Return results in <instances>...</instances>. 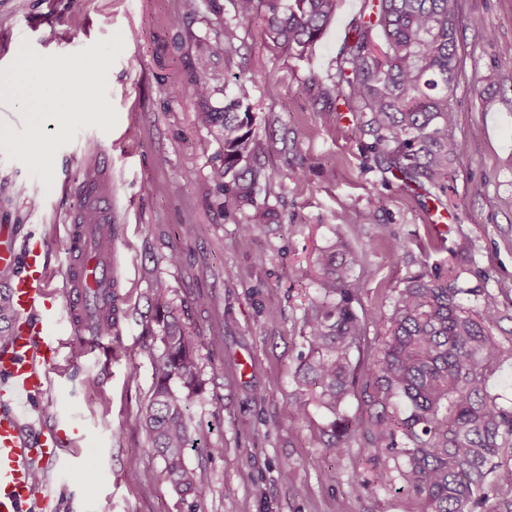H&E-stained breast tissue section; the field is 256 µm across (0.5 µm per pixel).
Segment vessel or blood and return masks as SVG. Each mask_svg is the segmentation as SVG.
<instances>
[{"label":"vessel or blood","instance_id":"b4317fda","mask_svg":"<svg viewBox=\"0 0 512 512\" xmlns=\"http://www.w3.org/2000/svg\"><path fill=\"white\" fill-rule=\"evenodd\" d=\"M67 237L69 263L59 290L51 285L44 232L31 231L19 247L0 239V269L14 272L8 292L15 314L10 337L0 344V512H53L50 477L65 461L71 439L43 424L31 403L49 389V369L62 344L60 309L68 311L73 336L100 345L85 300L91 295L108 300L118 285L111 259L96 249L95 226L70 224Z\"/></svg>","mask_w":512,"mask_h":512}]
</instances>
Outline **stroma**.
Listing matches in <instances>:
<instances>
[{
	"instance_id": "stroma-1",
	"label": "stroma",
	"mask_w": 512,
	"mask_h": 512,
	"mask_svg": "<svg viewBox=\"0 0 512 512\" xmlns=\"http://www.w3.org/2000/svg\"><path fill=\"white\" fill-rule=\"evenodd\" d=\"M461 65L452 105L454 137L465 153L455 164L456 195L436 234L433 203L368 157L353 107L333 90L336 61L367 0H339L336 16L305 56L275 49L263 17H237L233 0H0V69L22 43L44 55L76 52L121 35L108 75L118 113L110 132L79 129L56 156L52 188L0 150V231L23 239L39 227L51 240L55 282L66 269L65 226L78 209L87 153L112 169V254L120 278L119 324L111 351L65 343L50 368L51 387L34 400L47 424L79 428L74 464L55 473V512H416L402 459L373 457L367 438L343 454L318 429L331 417L312 409L289 419L299 388L302 317L316 297V259L343 240L354 250L359 288L354 308L368 337L385 321L405 281L458 263L462 288L478 287L512 303V0H455ZM482 18L486 30L474 29ZM237 37L199 66L196 44ZM221 76L210 98L220 107L233 76L253 80L251 107L258 160L272 178L253 204L224 211L209 179L222 157L215 135L197 125L191 95L201 72ZM332 110L336 120L324 124ZM483 184L482 194L470 191ZM382 203L354 235L350 210ZM270 209L248 244L237 227L254 207ZM405 249L391 258L387 244ZM178 262H171L172 251ZM171 310L197 336L203 391L187 411L189 467L205 469L204 499L180 497L161 474L143 416L163 352L158 309ZM154 472L146 480V472ZM334 472L335 482L324 481Z\"/></svg>"
}]
</instances>
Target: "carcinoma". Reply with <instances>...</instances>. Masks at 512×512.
Listing matches in <instances>:
<instances>
[{
    "label": "carcinoma",
    "mask_w": 512,
    "mask_h": 512,
    "mask_svg": "<svg viewBox=\"0 0 512 512\" xmlns=\"http://www.w3.org/2000/svg\"><path fill=\"white\" fill-rule=\"evenodd\" d=\"M267 7L263 33L275 47L303 56L336 16L338 0H263ZM380 28L385 50L372 45ZM454 0H373L368 20L360 22L336 66V99L354 103L362 113L360 134L372 136L367 153L379 166L416 191L434 189L443 203L452 179L451 164L465 152L451 129V105L460 60L456 43ZM236 37L224 26V40L199 42L201 56L220 55ZM213 77L202 73L192 93L206 100ZM253 81L238 76L234 94L220 110L198 112L197 124L219 132L222 162L210 179L223 196L226 211L253 201L256 188L271 174L254 160L255 116L250 98ZM256 209L238 225L241 239L255 225L271 221ZM339 242L324 251L318 269L320 297L305 308L302 348L295 375L313 398L299 395L288 416L305 421L310 405L330 415L322 433L326 447L340 454L363 433L374 455L386 453L404 461L406 490L419 512H512V405L490 391V379L512 367V332L495 336L512 318L497 296L482 288L457 287L459 274L422 273L398 289L391 316L380 325L382 342L367 338L366 320L353 303V259ZM470 294L475 306L463 304ZM13 309L0 289L1 324L12 322ZM163 353L156 364L155 385L144 427L152 450L163 463L171 487L196 498L206 496L209 477L186 464L194 447L186 425L188 401L202 392L195 364V336L179 318H158ZM373 351L360 370L353 352ZM363 386L366 416L350 418L341 407Z\"/></svg>",
    "instance_id": "1"
}]
</instances>
